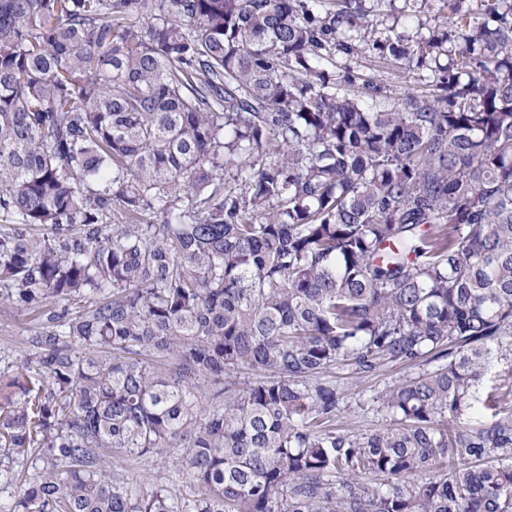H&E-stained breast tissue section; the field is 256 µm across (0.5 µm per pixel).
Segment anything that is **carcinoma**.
Instances as JSON below:
<instances>
[{
    "mask_svg": "<svg viewBox=\"0 0 512 512\" xmlns=\"http://www.w3.org/2000/svg\"><path fill=\"white\" fill-rule=\"evenodd\" d=\"M353 2L0 0V512H512V0ZM340 363L420 372L354 433ZM392 3L393 6L390 7L386 0L384 2H378L377 0H365V2H363L364 7L370 11V14H376L380 19H384L383 23L386 24V26H391L394 22V17L398 15V19H396V32L410 37L415 36L419 29L418 20H420V22H426L427 25H434L437 17L446 12H438L442 4L437 0H428V2L422 4V6L421 2L418 1L415 4L417 10L420 11L416 13L419 15L417 18L415 16H408L407 14L410 12L400 13V8L404 6L403 0H396L395 3ZM361 72L365 75L375 76L378 79L386 80L387 85L392 86L393 93H401L408 86L419 85L416 74H408L399 70L394 65H383L376 61L362 60L360 62ZM31 327L26 313L8 307L0 308V348L8 345L18 349ZM175 461L166 463L152 460H142L128 468L127 476L133 488H149L153 485H164L181 498H190L191 491L186 484L181 483L178 476V465Z\"/></svg>",
    "mask_w": 512,
    "mask_h": 512,
    "instance_id": "cac0c4a2",
    "label": "carcinoma"
}]
</instances>
